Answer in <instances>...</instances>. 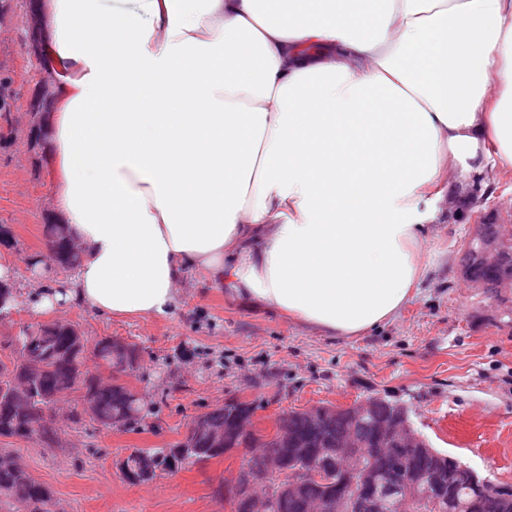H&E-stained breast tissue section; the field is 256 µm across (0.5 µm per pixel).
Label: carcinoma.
<instances>
[{"label":"carcinoma","mask_w":512,"mask_h":512,"mask_svg":"<svg viewBox=\"0 0 512 512\" xmlns=\"http://www.w3.org/2000/svg\"><path fill=\"white\" fill-rule=\"evenodd\" d=\"M503 231L501 224H481L468 243L465 253L466 272L477 280L494 281L500 272L484 266L476 256L480 240ZM48 243L55 249L57 264L75 268L79 252L70 246L64 224L45 225ZM86 339L71 323L52 320L29 326L15 337L14 356L10 363L0 361V440L22 439L43 448L58 445L56 428L47 425L58 403L66 396L80 393L82 409L69 414L77 425L89 417L109 427L134 429L148 415L142 398L113 377L105 381L85 368ZM93 355L109 373L128 359L137 364L135 346L120 343L110 337L98 340ZM373 409L358 416L356 405L348 407L319 406L320 416L314 418L307 410L287 414L288 440L279 433L262 434L254 428L256 407L251 402L230 399L195 417L185 437L171 448H134L121 467L123 477L138 483L143 467L162 471H179L222 456L231 448L248 451L252 469H267L271 455L281 458V475L289 481L305 477L322 467L328 472L326 481L314 482L301 498L286 493L273 495L271 512H309L308 504L315 498L332 496L348 499L353 489L345 479L347 470L343 458L326 453L342 440L349 438L356 448L371 450L378 447L376 423L402 416L405 407L385 397H373ZM412 465L417 471L456 469L461 463L454 457L433 448L430 442L410 450ZM403 452L388 448L376 458L377 481L381 485L395 484ZM469 494L466 486L455 487L451 500L441 499V512H467ZM58 512L54 491L37 481L23 465L0 463V512Z\"/></svg>","instance_id":"obj_1"}]
</instances>
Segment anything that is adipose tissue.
<instances>
[{"mask_svg": "<svg viewBox=\"0 0 512 512\" xmlns=\"http://www.w3.org/2000/svg\"><path fill=\"white\" fill-rule=\"evenodd\" d=\"M55 212L39 307L161 317L195 271L327 336L393 321L431 227L512 168V0H39Z\"/></svg>", "mask_w": 512, "mask_h": 512, "instance_id": "ef3b65f1", "label": "adipose tissue"}]
</instances>
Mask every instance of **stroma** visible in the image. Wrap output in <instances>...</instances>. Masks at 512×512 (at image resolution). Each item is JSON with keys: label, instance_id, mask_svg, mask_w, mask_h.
Segmentation results:
<instances>
[{"label": "stroma", "instance_id": "stroma-1", "mask_svg": "<svg viewBox=\"0 0 512 512\" xmlns=\"http://www.w3.org/2000/svg\"><path fill=\"white\" fill-rule=\"evenodd\" d=\"M32 0H0V265L11 268L17 303L0 319V359L29 325L65 319L88 344L112 337L136 345L141 367L119 380L150 413L133 431L56 418L60 445L6 439L61 512H233L219 485L240 463L232 453L145 484L119 467L135 448H167L191 421L228 399L257 405L254 423L273 432L293 409L347 407L378 394L403 402L414 427L435 448L481 479L512 485V288L465 275V251L477 225L512 207V170H490L467 202L436 225L424 246L430 270L400 315L366 336L340 339L281 314L230 301L223 288L188 272L175 308L162 317L114 318L80 305L36 310L37 261L55 211L56 171L48 135L34 136L52 109L54 73L32 53L40 19Z\"/></svg>", "mask_w": 512, "mask_h": 512}]
</instances>
